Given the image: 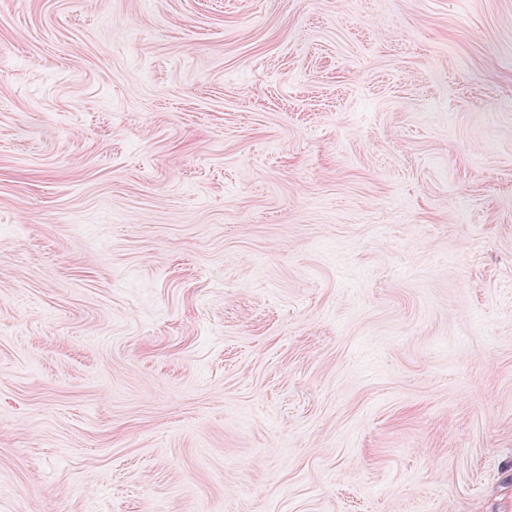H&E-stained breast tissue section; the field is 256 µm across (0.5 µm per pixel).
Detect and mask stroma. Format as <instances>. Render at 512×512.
<instances>
[{"label":"stroma","mask_w":512,"mask_h":512,"mask_svg":"<svg viewBox=\"0 0 512 512\" xmlns=\"http://www.w3.org/2000/svg\"><path fill=\"white\" fill-rule=\"evenodd\" d=\"M0 512H512V0H0Z\"/></svg>","instance_id":"obj_1"}]
</instances>
